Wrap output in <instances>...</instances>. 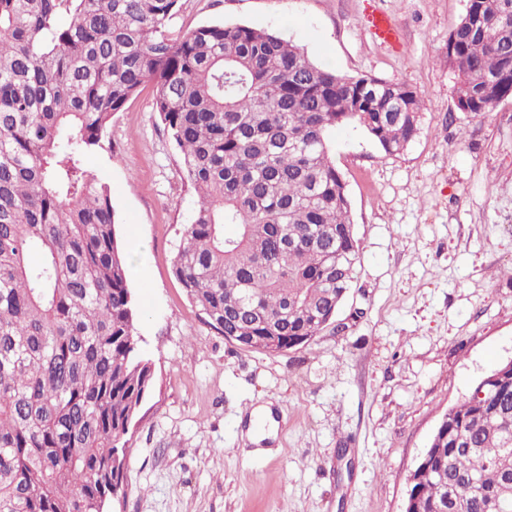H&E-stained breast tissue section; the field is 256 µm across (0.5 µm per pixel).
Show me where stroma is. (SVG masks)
<instances>
[{
  "label": "stroma",
  "instance_id": "stroma-1",
  "mask_svg": "<svg viewBox=\"0 0 512 512\" xmlns=\"http://www.w3.org/2000/svg\"><path fill=\"white\" fill-rule=\"evenodd\" d=\"M466 0H180L172 34L206 22L276 31L311 62L416 89L420 131L385 155L337 128L360 261L339 317L309 345L247 353L198 318L173 273L196 196L144 86L86 165L106 184L152 393L122 437L115 512H403L441 416L512 359V99L449 123L448 35ZM385 13L400 44L374 41ZM273 438L250 451L252 412Z\"/></svg>",
  "mask_w": 512,
  "mask_h": 512
}]
</instances>
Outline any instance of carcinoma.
Returning <instances> with one entry per match:
<instances>
[{"mask_svg": "<svg viewBox=\"0 0 512 512\" xmlns=\"http://www.w3.org/2000/svg\"><path fill=\"white\" fill-rule=\"evenodd\" d=\"M178 2L0 0V512H101L124 492L118 443L154 373L111 192L84 166L112 113L153 84L196 194L173 273L210 328L265 354L309 345L354 287L331 132L355 124L391 156L419 132L410 86L317 66L268 29L173 35ZM448 60L467 116L512 98V0H467ZM426 455L410 512H512V369L448 408Z\"/></svg>", "mask_w": 512, "mask_h": 512, "instance_id": "obj_1", "label": "carcinoma"}]
</instances>
